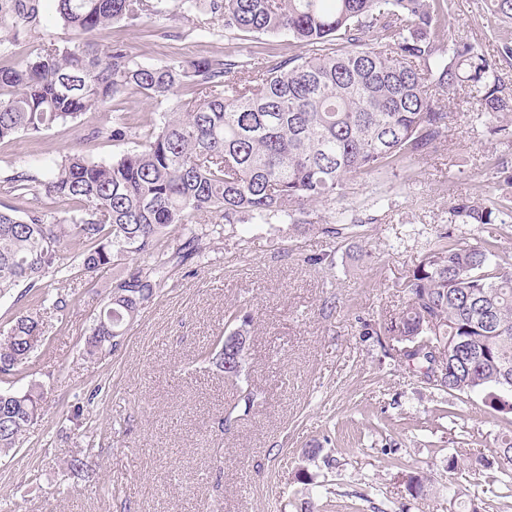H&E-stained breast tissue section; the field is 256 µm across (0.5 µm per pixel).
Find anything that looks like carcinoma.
Masks as SVG:
<instances>
[{"label": "carcinoma", "instance_id": "1", "mask_svg": "<svg viewBox=\"0 0 512 512\" xmlns=\"http://www.w3.org/2000/svg\"><path fill=\"white\" fill-rule=\"evenodd\" d=\"M58 21L80 38L42 45L22 65L0 67V142L105 111L132 90L163 101L180 86L191 105L175 106L139 122L123 112L94 129L91 139L142 138V149L109 161L82 154L45 161L44 177L16 171L0 180V194L18 205L0 209V297L23 285L40 303L63 311V288L75 272L93 276L115 267L107 305L93 320L85 352L120 345L133 322L174 269L206 254L223 224H318L337 238L362 219L331 205L357 178L420 160L446 142L458 114L435 94H454L468 82L480 94L467 100L472 120L512 143V84L502 64L512 62V0H483V39L446 32L452 0H179L186 13L204 11L224 29L285 34L301 49L275 63L259 58L171 57L134 61L129 47L99 43L95 34L116 23L136 26L168 0H52ZM40 18V0H0V57L11 58L19 36ZM492 166L495 196H462L448 205L450 224H512V164ZM325 207L321 212L315 205ZM173 227L182 237L170 235ZM77 250L66 254V246ZM405 309L379 334L402 343L405 365L427 374L435 354L447 361L451 396L481 395L497 412L512 413V266L494 240L469 245L436 233L403 283ZM247 305L225 312L224 328L247 336ZM43 335L40 320L20 312L0 334V376L24 370ZM225 336L213 343L224 367ZM43 391H0V451L16 448L38 416ZM426 477L402 474L416 499ZM490 493L512 497V475L492 477Z\"/></svg>", "mask_w": 512, "mask_h": 512}]
</instances>
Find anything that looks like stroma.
<instances>
[{
	"label": "stroma",
	"mask_w": 512,
	"mask_h": 512,
	"mask_svg": "<svg viewBox=\"0 0 512 512\" xmlns=\"http://www.w3.org/2000/svg\"><path fill=\"white\" fill-rule=\"evenodd\" d=\"M40 15L15 60L73 38L50 0H41ZM96 38L123 41L145 65L172 56L278 61L298 51L289 37L229 31L209 14L186 17L173 7ZM111 120L90 112L82 130L58 126L1 142L0 177L10 167L41 173L46 158L66 153L109 161L136 149L133 140L83 139ZM493 155L512 157V143L463 112L446 150L348 191L341 207L366 220L353 236L285 224L225 227L210 241L209 262L178 266L114 351H83L111 272L94 280L75 273L61 312L32 292L0 298V331L21 311L43 322L15 385L37 382L45 393L22 445L0 455V512H461L452 501L458 490L480 512H512V498L486 506L488 473L474 465L484 456L512 473V462L495 455L502 438L512 439V414L439 390L406 368L398 343L374 334L405 307L403 283L436 231L451 228L471 245L494 238L512 255V224L447 223L449 200L497 188ZM378 198L388 206L375 207ZM243 303L256 322L242 371L231 378L199 353L223 333L226 310ZM246 390L258 393V406L225 422V407ZM314 446L319 454L307 459ZM74 456L91 462L68 468ZM303 467L315 484L297 480ZM405 469L424 474L425 496L407 495Z\"/></svg>",
	"instance_id": "1"
}]
</instances>
